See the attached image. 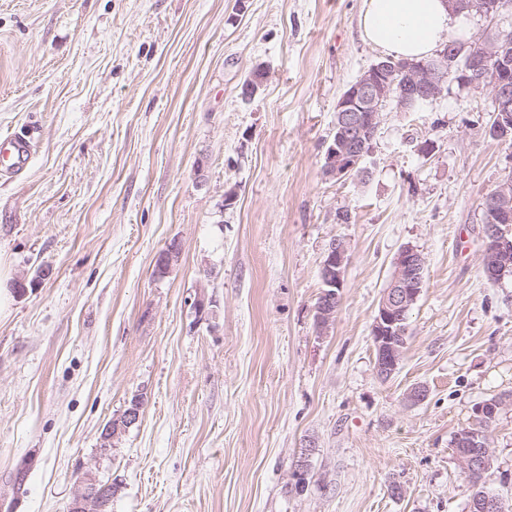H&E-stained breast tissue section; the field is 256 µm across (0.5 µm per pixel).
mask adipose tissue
I'll list each match as a JSON object with an SVG mask.
<instances>
[{"label":"adipose tissue","mask_w":512,"mask_h":512,"mask_svg":"<svg viewBox=\"0 0 512 512\" xmlns=\"http://www.w3.org/2000/svg\"><path fill=\"white\" fill-rule=\"evenodd\" d=\"M466 21L447 0H366L364 38L398 59L418 61L436 54L451 31Z\"/></svg>","instance_id":"adipose-tissue-1"}]
</instances>
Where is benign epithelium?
Listing matches in <instances>:
<instances>
[{
  "label": "benign epithelium",
  "mask_w": 512,
  "mask_h": 512,
  "mask_svg": "<svg viewBox=\"0 0 512 512\" xmlns=\"http://www.w3.org/2000/svg\"><path fill=\"white\" fill-rule=\"evenodd\" d=\"M460 12H469L496 22L490 36H482L478 48L458 47L445 50L432 63H393L381 59L364 70L357 83L336 104L333 140L326 155L324 174L340 178L351 175L369 155L367 146L373 144L380 114L389 104L400 112H410L448 93L449 78L455 77L459 89L491 91L494 118L487 127L489 136L507 140L512 137V56L505 53V39L512 30V13L499 0H449ZM399 73L401 82L389 81L388 74ZM265 66L255 69L247 78L240 98L252 101L266 84ZM512 221V182L503 180L484 204V251L493 255L489 278L501 280L512 273V247L507 244L500 224ZM425 258L417 249L406 246L395 261L390 287L385 290L372 324L375 349L374 366L379 377L387 379L396 371L399 352L405 345L400 324L421 293ZM347 268V248L343 241L329 243L321 265V278L326 290L316 304V323L325 330L333 322L340 303ZM491 448L478 454L458 457L463 472L475 474L487 466ZM97 479L85 473L77 484L69 512H105L108 488L96 487ZM469 512H503V499L497 495H474L468 503Z\"/></svg>",
  "instance_id": "benign-epithelium-1"
}]
</instances>
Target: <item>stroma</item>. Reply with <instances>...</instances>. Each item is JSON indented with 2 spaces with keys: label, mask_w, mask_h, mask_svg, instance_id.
Segmentation results:
<instances>
[{
  "label": "stroma",
  "mask_w": 512,
  "mask_h": 512,
  "mask_svg": "<svg viewBox=\"0 0 512 512\" xmlns=\"http://www.w3.org/2000/svg\"><path fill=\"white\" fill-rule=\"evenodd\" d=\"M364 9L0 0V136L35 133L31 166L0 175V257L28 283L0 318V512H68L89 471L118 484L111 512H467L453 440L500 395L486 486L512 506V277L482 273L512 140L487 134L489 89L454 87L384 109L366 180L326 177L336 103L384 56ZM406 246L425 281L384 380L371 329ZM347 268V248L343 241L333 239L328 246L321 265V278L327 288L323 290L321 299L316 304V323L320 330H325L333 322L340 303V290L344 286ZM323 285L324 289L325 286Z\"/></svg>",
  "instance_id": "stroma-1"
}]
</instances>
